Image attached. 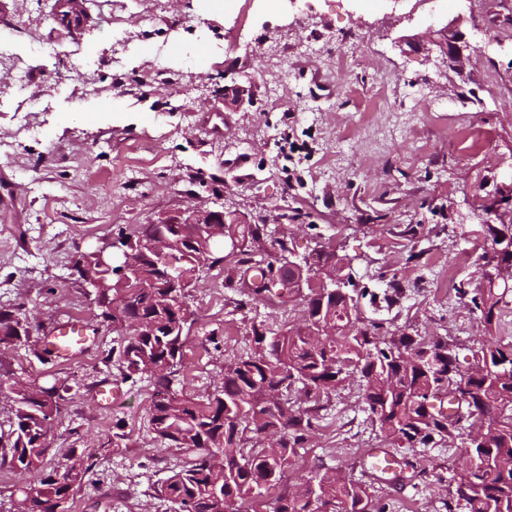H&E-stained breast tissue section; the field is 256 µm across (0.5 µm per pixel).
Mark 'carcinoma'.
I'll return each mask as SVG.
<instances>
[{
	"instance_id": "carcinoma-1",
	"label": "carcinoma",
	"mask_w": 512,
	"mask_h": 512,
	"mask_svg": "<svg viewBox=\"0 0 512 512\" xmlns=\"http://www.w3.org/2000/svg\"><path fill=\"white\" fill-rule=\"evenodd\" d=\"M240 259L230 282L247 289V295L264 299L271 294L293 296L294 288L273 292L277 283L271 265L256 260L251 244L264 229L257 224H236ZM166 233L172 239L191 236V228L170 224H142L120 242L137 246L134 260L137 278L123 281L94 265L93 253L80 252L72 260L80 279H95L96 307L100 323L119 329L124 315L139 314L144 328L131 331L120 344L117 360L124 377L149 373L156 379V395L150 407L151 428L160 443L190 455L189 462L172 472L158 494L179 503L182 512H245L242 505L262 496V490L279 483L284 467L312 427L308 409L290 405L286 395L297 389L317 403L337 391L339 382L354 373L362 385V399L379 428L400 448L427 446L460 436L468 418L453 419L435 401L461 377L460 366L448 348L437 342L417 340L404 333L388 341L378 337V325L360 319L351 288H339L323 301L306 303L301 325L273 336L261 324L251 326L253 348L224 368L220 387L204 400H196L171 388L184 357L192 320L189 297L199 279L201 256L210 255V266L224 262L218 240L202 248L184 243L173 248L168 260L155 257L149 243ZM333 254L316 251L306 260L304 283L331 262ZM181 287H164L168 276ZM505 293L493 281L471 299L479 320L490 329L500 314ZM26 313L0 308V346L26 343ZM473 362L485 370L468 379L473 409L487 418L480 438L463 442L475 463L457 470L448 486V512H512V347L491 340L472 352ZM9 384L8 430L0 433V464L29 476L19 489L24 512H53L67 502L92 469L90 453L72 454L61 472L45 471L48 448L46 423L60 411L66 387ZM268 430L279 434L281 456L265 449L249 448L250 439L261 440ZM332 506L331 512H383L366 490L342 474L325 470L304 479L297 491L279 496L269 512H309L311 496Z\"/></svg>"
}]
</instances>
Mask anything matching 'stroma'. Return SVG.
Returning a JSON list of instances; mask_svg holds the SVG:
<instances>
[{"mask_svg":"<svg viewBox=\"0 0 512 512\" xmlns=\"http://www.w3.org/2000/svg\"><path fill=\"white\" fill-rule=\"evenodd\" d=\"M85 2L89 23L69 30L57 0H0V305L32 325L27 343L0 350V372L68 389L46 463L63 469L84 448L93 468L67 512L175 510L157 490L186 457L149 428L154 380L122 378L107 357L121 334L68 270L76 252L164 212L219 203L297 255L327 245L353 258L369 289L401 283L392 305L360 302L382 337L447 343L464 365L481 339L512 345V291L489 331L470 300L492 274L484 225L512 222V0H448L437 14L474 47L460 72L410 46L427 27L423 0H318L306 19L266 13L264 0L233 12L225 0ZM237 26L243 40L225 41ZM482 31L498 45L480 47ZM234 83L242 99L225 95ZM236 265L204 270L191 293L175 387L197 399L249 351L252 324L302 321L304 296L255 300L228 285ZM75 319L89 349L46 353V336ZM107 380L120 395L102 406ZM116 432L119 446L100 447ZM372 449L393 453V477L366 470ZM460 454L456 442L394 447L354 379L325 400L281 488L338 470L384 512H447Z\"/></svg>","mask_w":512,"mask_h":512,"instance_id":"1","label":"stroma"}]
</instances>
